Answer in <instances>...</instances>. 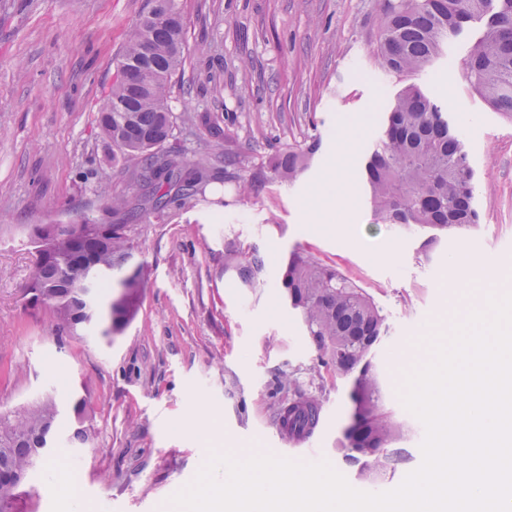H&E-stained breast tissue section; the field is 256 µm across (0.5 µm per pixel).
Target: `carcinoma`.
Returning <instances> with one entry per match:
<instances>
[{
  "instance_id": "cac0c4a2",
  "label": "carcinoma",
  "mask_w": 512,
  "mask_h": 512,
  "mask_svg": "<svg viewBox=\"0 0 512 512\" xmlns=\"http://www.w3.org/2000/svg\"><path fill=\"white\" fill-rule=\"evenodd\" d=\"M473 27L467 87L490 111L512 115V0H380L375 68L399 78L422 72L442 55L448 38ZM146 45L148 71L135 84L128 73L137 68ZM183 55L184 25L176 0H155L118 59L111 91L99 106L98 125L112 147V162L135 169L133 178L149 188L135 200L122 190L101 188L104 208L128 220L159 217L175 202L187 205L208 178L211 158L200 156L188 163L168 148L176 120L169 105L172 78ZM319 147L314 139L274 155L268 164L273 179L293 183ZM362 180L377 224L454 234L480 223L464 134L448 110L415 83L396 94L365 160ZM82 225L86 229L79 232L66 224L28 226L36 260L25 290L53 311L58 333L84 327L86 307L92 306L102 309L112 333L119 336L139 310L143 268L131 263L128 225L89 217ZM224 270L235 272L247 288L266 284L265 262L256 253L242 256L226 250ZM281 284L318 352L314 374L352 378L350 422L340 447L345 462L359 466L360 476L375 483L406 457V449L393 447L403 424L385 405L374 362L375 348L389 331L387 317L355 281L305 252L290 255ZM282 383L289 396L277 407V427L290 435L313 433L322 395L302 389L290 375ZM71 411L69 443L84 448L93 436L85 400L73 401ZM59 416L51 396L11 414L0 413V512H14V503L29 495L24 486L53 447Z\"/></svg>"
}]
</instances>
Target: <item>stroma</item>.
<instances>
[{
    "label": "stroma",
    "instance_id": "35a3bbf8",
    "mask_svg": "<svg viewBox=\"0 0 512 512\" xmlns=\"http://www.w3.org/2000/svg\"><path fill=\"white\" fill-rule=\"evenodd\" d=\"M380 0H178L185 24L182 68L169 104L186 160L221 156L189 205L128 228L145 274L137 317L114 344L97 331L57 335L51 310L25 292L35 256L24 227L76 224L102 214L100 187L128 189L104 159L97 125L112 87V61L151 0H0V410L50 394L89 403L95 441L73 453L59 440L16 512H177L172 497L201 468L203 435L176 433L191 416L218 422L224 451L284 456L274 424L277 380L293 373L319 391L327 415L311 462H329L355 489L398 487L422 462L425 429L401 400L406 372L445 323L474 309L447 280L448 258L468 251L495 260L512 291V118L471 97L464 65L471 32L415 75L465 131L477 179L480 224L442 236L375 223L361 170L402 83L379 73L371 51ZM205 112L224 129L211 138L193 119ZM366 127L354 154L338 161L348 116ZM321 149L293 184L275 181L271 156L310 140ZM351 177L349 221L317 216L318 187L333 163ZM264 258L268 285L244 287L225 271L227 245ZM304 250L335 265L370 293L388 318L376 350L384 398L404 423L406 460L384 481L359 478L339 450L349 422V382L318 379L317 352L284 303L281 269ZM79 487L61 494L59 475Z\"/></svg>",
    "mask_w": 512,
    "mask_h": 512
}]
</instances>
